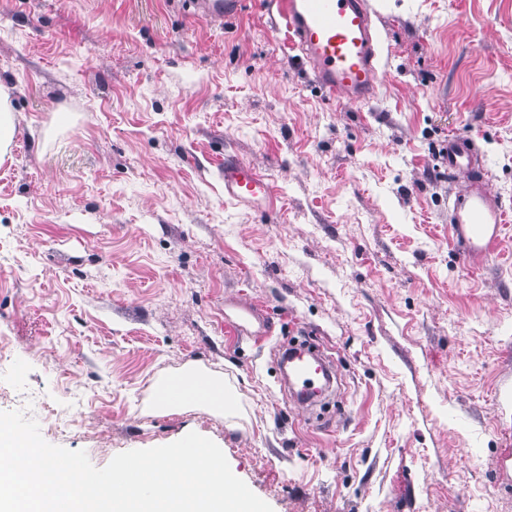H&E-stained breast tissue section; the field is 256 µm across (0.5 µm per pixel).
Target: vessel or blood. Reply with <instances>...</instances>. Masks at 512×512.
<instances>
[{
  "instance_id": "obj_1",
  "label": "vessel or blood",
  "mask_w": 512,
  "mask_h": 512,
  "mask_svg": "<svg viewBox=\"0 0 512 512\" xmlns=\"http://www.w3.org/2000/svg\"><path fill=\"white\" fill-rule=\"evenodd\" d=\"M194 15L213 24L238 14L246 0H188ZM288 36L299 58L312 70L328 99L363 103L374 95L381 66L379 39L372 25L366 0H275ZM443 158L450 173L465 175L464 189L453 208L452 230L463 247L467 262L475 263L495 254L512 215L492 193L482 175L472 174L467 149L461 141L449 140ZM224 196L239 204L269 205L274 187L250 163L231 159L224 163ZM298 393L293 403L312 406L318 370L307 364L295 366ZM219 383L200 379L192 385L168 382L162 395L168 399L207 402L219 392Z\"/></svg>"
}]
</instances>
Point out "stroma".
Wrapping results in <instances>:
<instances>
[{"label":"stroma","instance_id":"stroma-1","mask_svg":"<svg viewBox=\"0 0 512 512\" xmlns=\"http://www.w3.org/2000/svg\"><path fill=\"white\" fill-rule=\"evenodd\" d=\"M382 72L327 101L281 20L185 0H0V411L102 468L195 432L273 512H512V223L466 267L442 158L512 212V0H367ZM272 211L224 197L225 156ZM241 324L226 333L225 320ZM333 356L303 412L278 353ZM228 407L159 405L188 371ZM246 2V0H188L194 15L218 25L224 23V17L238 14ZM12 112L9 88L0 83V161L4 160L15 133Z\"/></svg>","mask_w":512,"mask_h":512}]
</instances>
